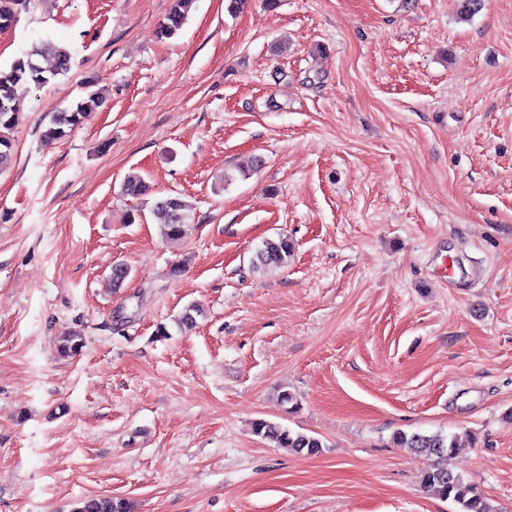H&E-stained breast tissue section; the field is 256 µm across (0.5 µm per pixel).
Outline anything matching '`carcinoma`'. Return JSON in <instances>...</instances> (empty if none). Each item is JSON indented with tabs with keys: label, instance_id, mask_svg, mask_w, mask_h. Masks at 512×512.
I'll list each match as a JSON object with an SVG mask.
<instances>
[{
	"label": "carcinoma",
	"instance_id": "1",
	"mask_svg": "<svg viewBox=\"0 0 512 512\" xmlns=\"http://www.w3.org/2000/svg\"><path fill=\"white\" fill-rule=\"evenodd\" d=\"M19 0H0V29L12 27L17 20ZM194 0H174V6L161 24L157 34L169 39L181 31L187 20V13ZM483 8V0H458L457 18L470 20ZM53 60V65L45 67L42 62ZM72 66V52L64 45L49 38H39L30 48L22 52L9 66H0V172L11 163L14 144L12 132L19 124L23 109V95L33 89H41L60 76L69 73ZM96 80L91 78L84 83L82 96L65 109L54 113L49 125L42 132L46 143L59 140L79 128L100 106L102 97L94 89ZM122 192L135 198L154 194L144 177L133 173L125 177ZM152 215L161 225L163 236L169 242H178L186 234L189 219V206L179 195L168 194L153 199L150 205ZM294 254V244L286 235L262 242L252 257V268L267 271L283 267ZM84 346L83 336L71 331L61 337L58 345L60 355L68 357L78 354ZM253 432L270 441L278 448H287L296 453L316 455L321 452L322 443L315 436L295 432L279 424L259 419L253 424ZM393 442L409 448L414 453L435 456L448 460L462 450L458 441L441 431L434 433L414 432L408 434L397 431ZM421 484L440 498L455 505L454 512H495L488 499L474 484L455 473L451 468L440 465L421 474ZM74 512H129L126 503L111 497L88 498L80 502Z\"/></svg>",
	"mask_w": 512,
	"mask_h": 512
}]
</instances>
